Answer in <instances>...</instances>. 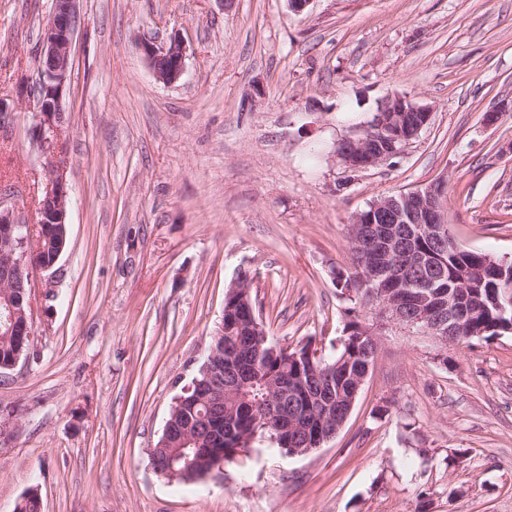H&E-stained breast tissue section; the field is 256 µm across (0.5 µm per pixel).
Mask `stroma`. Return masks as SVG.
<instances>
[{
	"label": "stroma",
	"mask_w": 512,
	"mask_h": 512,
	"mask_svg": "<svg viewBox=\"0 0 512 512\" xmlns=\"http://www.w3.org/2000/svg\"><path fill=\"white\" fill-rule=\"evenodd\" d=\"M58 158L71 204L33 340L0 376V512H512V334L443 345L342 295L352 214L446 186L466 250L512 261V0H78ZM52 0H0V198L35 223L28 110ZM182 36L158 82L138 50ZM430 106L400 154L347 173L342 139L394 95ZM499 109L495 124L484 120ZM271 344L378 349L347 420L288 455L256 438L191 484L151 451L240 273Z\"/></svg>",
	"instance_id": "obj_1"
}]
</instances>
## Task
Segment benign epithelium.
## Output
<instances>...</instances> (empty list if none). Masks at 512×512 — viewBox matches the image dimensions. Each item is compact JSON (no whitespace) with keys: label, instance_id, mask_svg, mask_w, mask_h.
<instances>
[{"label":"benign epithelium","instance_id":"1","mask_svg":"<svg viewBox=\"0 0 512 512\" xmlns=\"http://www.w3.org/2000/svg\"><path fill=\"white\" fill-rule=\"evenodd\" d=\"M76 0H54V7L40 33L38 60L41 83L29 102L37 118L34 145L42 153L53 152L65 123L62 96L70 84L73 68L72 45L75 37ZM140 53L155 78L165 85L180 80L186 68V46L178 34L157 42L140 43ZM432 109L404 96H394L382 104L369 128L357 138L343 140L346 149L338 150L345 168L357 173L384 164L396 157L401 148L414 139L431 118ZM445 189L430 185L409 193L384 196L357 211L350 224L352 248L372 257V264L361 274L367 294L373 302L402 324L419 325L433 338L456 343V334L470 312L463 295L472 287V270L464 268L455 282V291L443 294L437 289L442 275L437 262L458 247L447 227L444 207ZM70 205V189L63 165H50L44 199L41 203L40 224H65ZM36 226L23 220L13 208L0 203V260L6 272L0 276V289L10 282V271L23 268L50 271L60 255L45 262L37 259L33 248ZM426 238L430 249L425 253H410L405 249L408 236ZM5 305L9 330L29 342L33 332L30 316L20 307L1 299ZM237 300L238 309H226V321L244 323L255 338L257 350L268 342L267 334L250 298V281L243 275L234 281L226 300ZM202 380L194 379L187 391L195 404H207L215 409L235 396L242 383L240 376L224 371V327H219L214 342L203 361ZM319 395L296 408V399L306 387L297 380H281L269 384L265 420L273 430L284 435L282 442L290 455H305L336 436L343 426L367 374L357 378L355 392L343 407L340 417L333 419L319 413L334 401L333 384L336 365H321L315 370ZM179 399V402L188 400Z\"/></svg>","mask_w":512,"mask_h":512}]
</instances>
